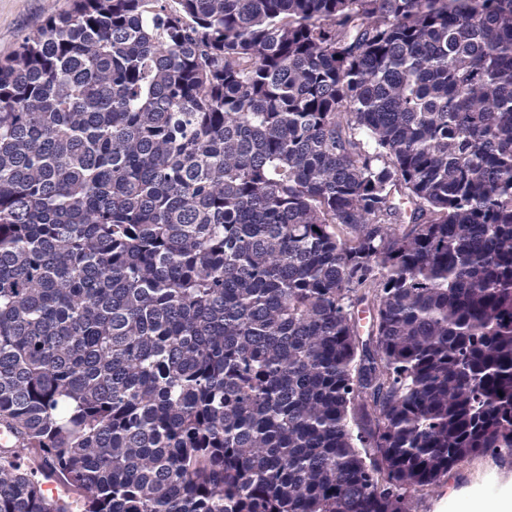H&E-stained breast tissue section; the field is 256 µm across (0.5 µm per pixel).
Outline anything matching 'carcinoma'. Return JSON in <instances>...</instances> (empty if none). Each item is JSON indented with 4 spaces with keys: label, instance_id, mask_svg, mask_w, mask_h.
Segmentation results:
<instances>
[{
    "label": "carcinoma",
    "instance_id": "cac0c4a2",
    "mask_svg": "<svg viewBox=\"0 0 512 512\" xmlns=\"http://www.w3.org/2000/svg\"><path fill=\"white\" fill-rule=\"evenodd\" d=\"M0 424V512H413L511 460L512 0L49 15L0 61Z\"/></svg>",
    "mask_w": 512,
    "mask_h": 512
}]
</instances>
